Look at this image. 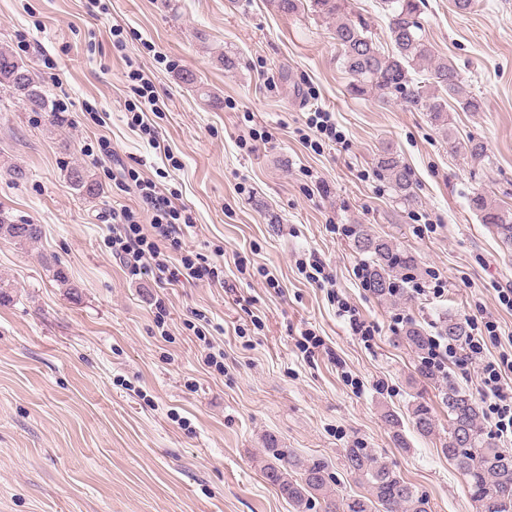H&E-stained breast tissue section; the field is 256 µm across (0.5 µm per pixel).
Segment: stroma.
<instances>
[{
	"label": "stroma",
	"mask_w": 512,
	"mask_h": 512,
	"mask_svg": "<svg viewBox=\"0 0 512 512\" xmlns=\"http://www.w3.org/2000/svg\"><path fill=\"white\" fill-rule=\"evenodd\" d=\"M420 21L482 101L478 112L449 102L444 130L399 96L349 95L333 23L309 10L0 0V48L33 69L50 105L67 106L53 123L0 91V212L44 228L33 246L0 241V512H295L263 475L271 445L327 465L340 496L366 494L343 455L369 448L427 496L429 512H478L440 451V382L421 377L401 334L408 321L432 336L446 315L475 317L497 326L485 360L512 356V309L498 298L512 285V249L469 206L483 188L512 209V0H473L467 12L426 0ZM143 77L156 96L153 142L131 122ZM317 108L331 113L335 139L309 129ZM471 137L490 165L449 150ZM385 144L411 168L415 201L377 178ZM76 163L98 197L71 186ZM13 164L26 179L9 175ZM138 177L193 217L171 262L202 255L223 265V284L128 276L112 255V213L149 224ZM353 224L412 255L424 293L395 305L364 287L352 273L364 261ZM313 262L334 284L307 278L301 267ZM342 300L377 327L374 341L354 335ZM308 332L323 342L312 354L301 347ZM211 345L222 367L204 364ZM420 401L436 417L428 437L411 423Z\"/></svg>",
	"instance_id": "stroma-1"
}]
</instances>
